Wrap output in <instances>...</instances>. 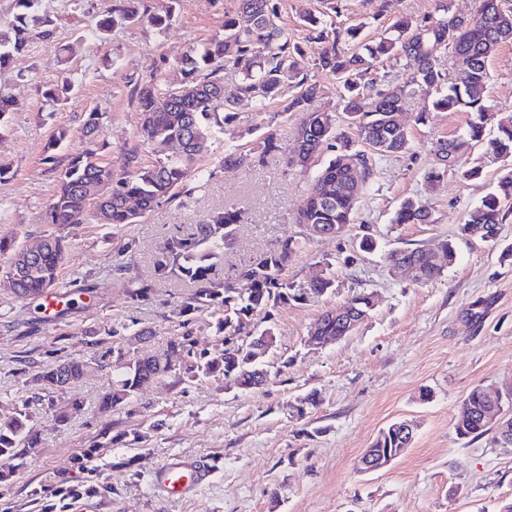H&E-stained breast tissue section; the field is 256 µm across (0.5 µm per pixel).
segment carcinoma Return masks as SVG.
<instances>
[{
	"instance_id": "carcinoma-1",
	"label": "carcinoma",
	"mask_w": 512,
	"mask_h": 512,
	"mask_svg": "<svg viewBox=\"0 0 512 512\" xmlns=\"http://www.w3.org/2000/svg\"><path fill=\"white\" fill-rule=\"evenodd\" d=\"M42 2L12 0V16L0 23V70L28 53L33 37L53 36L55 20L42 9ZM237 2L238 13L247 18L248 24L242 26L233 15H225L222 31L189 46L174 60L177 77L152 73L136 83L134 94L142 122L137 143L125 150L120 169L113 168L103 156L102 107L85 113L82 130L87 147L67 156L63 166L56 152L67 139V132L60 130L53 136L45 163L57 172L58 190L45 205V223L62 227L85 223L86 212L94 206L95 187L102 182L112 183V198L99 205L101 224H133L160 201H172L204 187L212 176L210 167L203 163L209 144L225 123L238 118L236 107L244 100L262 108L270 101H283L284 111L301 114L293 147H288L277 130H270L254 146L259 157L289 151L287 163L305 167L330 154L307 190L297 218V223L310 224L320 232L353 223L355 205L369 188L373 157L395 156L408 148V133L399 123V113L411 95H425L435 111L471 115L462 134L436 144L440 162L428 171L429 182L439 181L447 169L459 166L462 157L484 140L491 126L496 128V135L489 141L491 149L502 158L512 159V116H498L485 95L486 62L500 47L512 44V8L504 7L503 0H474L473 15L466 19L450 18L446 9L421 21L403 17L393 26L395 35H384L375 43L364 42L358 28L347 29L343 38L326 21L308 13L304 16L305 25L322 43L313 60L288 38L280 24L276 0ZM176 3L177 0H167L164 10L156 13L147 0H113L96 24L97 43L110 42L112 31L118 27L142 22L164 30L173 18ZM441 46L450 49L452 65L459 73L455 80L435 56ZM388 59L413 63L407 82L398 90L371 78L372 72ZM226 61L239 70V79L228 89L224 86ZM319 73L331 74L342 83L339 111L354 136L337 128L336 113L315 106L321 92ZM288 79L295 80V94L291 96L286 91ZM74 86L75 81L66 70L43 83L44 97L58 105L68 100ZM145 152L152 155V160H143ZM510 203L512 169L508 168L496 188L468 213L462 232H497L504 208ZM429 218L424 202L407 198L395 211L392 223L427 224ZM246 220L245 211L226 209L194 225L190 234L168 240L154 271L159 280L186 278L193 284L178 305L181 320L169 332L162 353L116 365L101 412L129 404L148 377L174 371L181 382L219 374L242 390L250 389L253 373L260 365L250 361L252 351L244 345L245 319L250 311L260 306L275 308L307 293L323 295L332 290L335 279L328 262L303 287L285 278L288 263L316 238L301 232L287 235L258 253L233 281L212 276V267L206 261L219 257L238 225ZM47 238L50 242L39 241L31 250L26 244L8 246L0 242V287L7 288L6 282L17 276L23 294L33 299L60 288V272L70 241L52 233ZM27 252L34 255L30 263L22 260ZM456 256L455 243L443 239L426 250L391 251L387 259L395 267L415 265L413 282L426 284L441 278L445 266L453 265ZM342 310L344 306L340 305L324 311L311 327L313 335H344ZM208 311L221 312L217 320L220 339L212 351L199 352L194 346L192 320ZM111 353L120 360L125 358L122 348L114 346L92 362L63 360L38 374L36 380L47 395L64 391L101 366V360ZM174 357L181 360L180 365L172 363ZM42 400L36 395L22 397L0 417V455L26 457L34 452L40 438L33 426L32 406ZM500 405L499 395L480 385L473 387L454 424L456 435L476 439L488 433L491 427L483 421V413ZM82 410V403L72 400L57 408L55 416L58 422L66 423ZM397 447L390 425L378 433L371 445L383 457L393 454Z\"/></svg>"
}]
</instances>
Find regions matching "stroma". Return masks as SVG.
I'll use <instances>...</instances> for the list:
<instances>
[{"label":"stroma","instance_id":"stroma-1","mask_svg":"<svg viewBox=\"0 0 512 512\" xmlns=\"http://www.w3.org/2000/svg\"><path fill=\"white\" fill-rule=\"evenodd\" d=\"M109 0H43L56 18L50 39H39L14 69L0 73V90L12 95L14 109L0 122V239L37 238L52 232L43 213L57 190L44 164L45 149L57 129L69 136L63 154L83 147L82 118L106 110L105 156L121 165L122 152L136 141L140 111L132 97L137 80L171 64L187 46L220 30L235 0H179L169 28L157 32L142 23L117 29L109 44L122 70L103 65L93 37L99 13ZM446 5L449 15L466 17L473 0H338V31L358 25L367 39L389 32L397 16L417 19ZM320 0H279L282 26L307 55L318 45L302 22ZM72 49L71 65L80 83L66 104L46 105L41 84L55 76L61 46ZM33 74L16 80V71ZM486 95L501 114L512 113V44L488 61ZM427 104L415 97L401 119L410 147L376 161L372 186L355 208V221L338 237L309 243L289 264L295 285L309 280L319 263L331 262L332 293L309 295L269 310H254L250 328L273 327L277 349L265 385L250 390L227 386L222 377L189 384L165 376L145 383L127 406L104 415L99 401L111 369L83 378L51 405H39L37 452L18 459L0 456V512H499L512 502V450L492 434L458 438L454 423L462 402L476 385L512 390V207L495 239L462 234L460 225L494 189L504 160L487 143L476 145L466 162L479 166L474 180L448 170L437 183L427 171L436 163L437 140L462 133L465 112H434L427 122L414 118ZM282 103L258 111L238 108L222 140L244 143L246 129L294 131L299 117L282 116ZM313 170L286 167L280 156L238 170L217 168L207 188L187 205L159 203L141 221L120 226L89 222L63 233L72 248L60 280L71 304L44 311L40 301L0 291V402L29 395L32 378L62 359H88L83 334L119 323L154 330L141 342L125 337L131 356L148 357L165 348L178 321L175 309L188 292L185 280L154 281L142 298L129 294L133 279L154 280V265L168 239L189 234L214 210L244 209L249 217L213 272L233 278L251 258L297 229L296 216ZM425 201L427 224L395 225L394 213L406 198ZM378 242L361 251L363 235ZM456 240V263L437 281L417 284L394 276L386 259L394 249L427 247ZM125 271H117V264ZM367 290L374 309L349 336L326 348L307 346L310 327L321 313ZM429 399H421L422 391ZM85 402L82 416L59 423L54 407L69 398ZM398 420L412 421L408 450L376 472L357 461L379 431ZM108 438L89 462L86 448ZM206 461L210 476L193 495L172 500L153 482L162 465ZM62 484L90 487V496L70 503L54 497Z\"/></svg>","mask_w":512,"mask_h":512}]
</instances>
